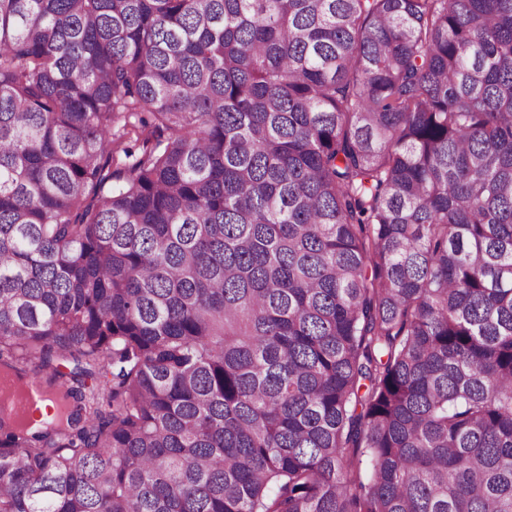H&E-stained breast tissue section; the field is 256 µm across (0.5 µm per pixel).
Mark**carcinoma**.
<instances>
[{
	"label": "carcinoma",
	"mask_w": 512,
	"mask_h": 512,
	"mask_svg": "<svg viewBox=\"0 0 512 512\" xmlns=\"http://www.w3.org/2000/svg\"><path fill=\"white\" fill-rule=\"evenodd\" d=\"M0 512H512V0H0Z\"/></svg>",
	"instance_id": "obj_1"
}]
</instances>
